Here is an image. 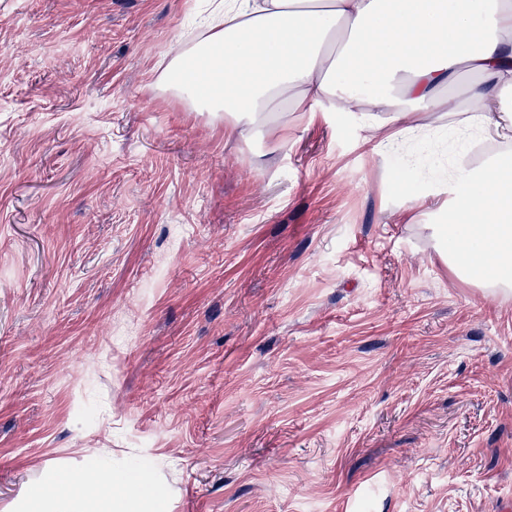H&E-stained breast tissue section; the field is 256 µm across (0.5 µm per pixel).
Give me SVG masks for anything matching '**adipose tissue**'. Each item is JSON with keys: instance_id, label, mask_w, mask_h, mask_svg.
Segmentation results:
<instances>
[{"instance_id": "obj_1", "label": "adipose tissue", "mask_w": 512, "mask_h": 512, "mask_svg": "<svg viewBox=\"0 0 512 512\" xmlns=\"http://www.w3.org/2000/svg\"><path fill=\"white\" fill-rule=\"evenodd\" d=\"M480 78L470 113L455 120L442 89L461 69ZM374 93L363 97L360 88ZM156 85L193 91L211 111L234 123L258 122L278 105L312 112L323 101L336 111L370 107L391 113L400 131L376 130L373 150L392 149L417 132L413 104L448 116V132L482 139L512 131L500 109L512 91V0H212L210 19L195 41L160 66ZM451 223L440 225L441 258L464 280L476 279L473 255L512 285V177L501 158L478 168L455 165ZM113 495L99 468L56 473L53 502L30 496V512H136L151 489L147 471L126 473Z\"/></svg>"}]
</instances>
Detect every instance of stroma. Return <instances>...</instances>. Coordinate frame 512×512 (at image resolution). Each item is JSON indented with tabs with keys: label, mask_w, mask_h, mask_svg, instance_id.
Returning <instances> with one entry per match:
<instances>
[{
	"label": "stroma",
	"mask_w": 512,
	"mask_h": 512,
	"mask_svg": "<svg viewBox=\"0 0 512 512\" xmlns=\"http://www.w3.org/2000/svg\"><path fill=\"white\" fill-rule=\"evenodd\" d=\"M205 8L0 0V512L92 459L159 512H500L512 291L438 255L436 116L231 129L154 87Z\"/></svg>",
	"instance_id": "35a3bbf8"
}]
</instances>
